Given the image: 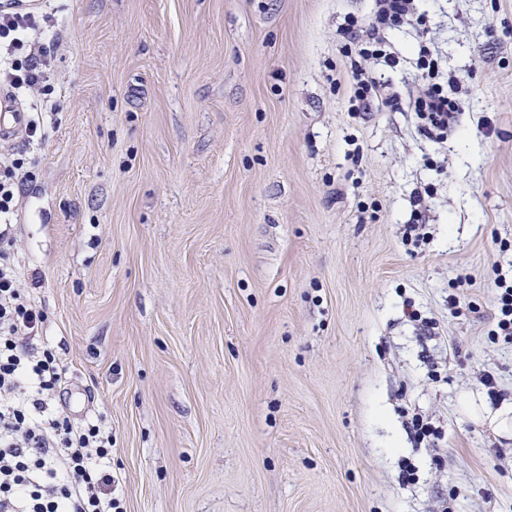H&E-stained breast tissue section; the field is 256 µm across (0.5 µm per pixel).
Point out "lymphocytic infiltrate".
I'll return each mask as SVG.
<instances>
[{
  "label": "lymphocytic infiltrate",
  "mask_w": 512,
  "mask_h": 512,
  "mask_svg": "<svg viewBox=\"0 0 512 512\" xmlns=\"http://www.w3.org/2000/svg\"><path fill=\"white\" fill-rule=\"evenodd\" d=\"M402 24L425 26L414 0H375L359 55L397 66L386 33ZM56 49L33 12L0 10L1 87L43 90ZM416 67L422 83L407 107L422 134L445 140L459 105L427 45ZM11 242L0 233V512H121L112 495V429L101 415L78 422L57 406L66 369L51 347L33 345L45 316L22 286Z\"/></svg>",
  "instance_id": "1"
}]
</instances>
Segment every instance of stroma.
Returning a JSON list of instances; mask_svg holds the SVG:
<instances>
[{
    "label": "stroma",
    "instance_id": "obj_1",
    "mask_svg": "<svg viewBox=\"0 0 512 512\" xmlns=\"http://www.w3.org/2000/svg\"><path fill=\"white\" fill-rule=\"evenodd\" d=\"M373 0H55L39 145L12 219L62 396L112 427L124 512H512L494 338L512 276V0H415L462 104L350 109ZM40 273L32 283V273ZM491 384H484V377ZM422 415L438 438L409 428ZM466 412L475 420L489 423L491 429L500 436H512V403H503L500 408L493 410L484 403L478 404L469 397H464Z\"/></svg>",
    "mask_w": 512,
    "mask_h": 512
}]
</instances>
